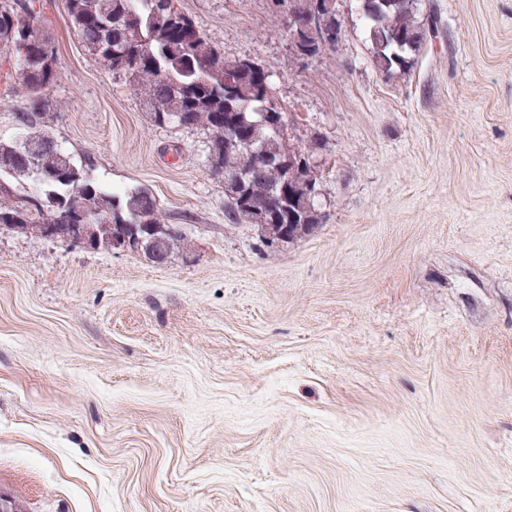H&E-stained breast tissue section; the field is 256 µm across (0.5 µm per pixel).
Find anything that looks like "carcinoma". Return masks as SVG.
Instances as JSON below:
<instances>
[{
    "instance_id": "1",
    "label": "carcinoma",
    "mask_w": 512,
    "mask_h": 512,
    "mask_svg": "<svg viewBox=\"0 0 512 512\" xmlns=\"http://www.w3.org/2000/svg\"><path fill=\"white\" fill-rule=\"evenodd\" d=\"M371 42L376 68L391 74L410 64L424 36L418 20V0H357ZM286 18L305 20L321 17L326 28L336 27V0H279ZM77 35L88 53L104 68L122 73L137 86L148 102L159 101L167 120H154L184 127H202L215 147V165L226 172L250 165L255 151L264 159L262 188L245 185L249 213L269 220L272 199L288 213L290 224H320L316 204L309 203L305 187L308 166L291 167L288 154L272 125L260 123L254 113L267 102L269 86L257 80L264 70L250 60L227 59L198 29L194 20L178 10L175 0H66ZM43 19L41 0H0V40L39 31ZM336 38L303 36L295 42L298 52L313 56ZM34 59L19 72L30 91L28 111L19 121L43 125L50 119L44 90L55 81L56 53L42 58L32 46ZM235 113L247 131L249 147L224 146V114ZM15 179L33 178L40 185L36 203L25 210L8 199H0V225L48 222L81 194L89 207L100 212H120L123 223L133 226L162 223L161 207L146 189L134 188L122 196L105 191L92 177L89 167L60 158L57 141L42 132L30 151L18 142L0 141V172Z\"/></svg>"
}]
</instances>
